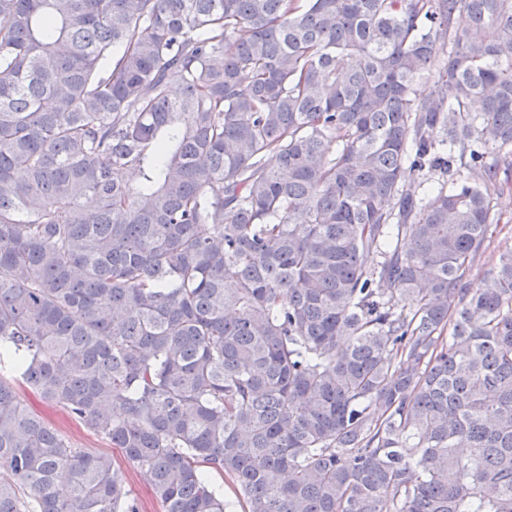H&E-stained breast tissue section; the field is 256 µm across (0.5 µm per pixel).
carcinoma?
<instances>
[{
	"mask_svg": "<svg viewBox=\"0 0 512 512\" xmlns=\"http://www.w3.org/2000/svg\"><path fill=\"white\" fill-rule=\"evenodd\" d=\"M502 174L512 0H0V512H512ZM486 190L498 220L496 224H492L471 270L469 279L474 288L493 285L499 255L512 249V178L508 183L502 180L489 183ZM21 395L28 406L51 422L74 448H82L85 452L94 455L111 456L125 470L128 489L131 497L138 502L140 512H163L161 504L154 498L146 475L129 464L119 448H113L103 437L87 431L61 406L47 405L28 390H22Z\"/></svg>",
	"mask_w": 512,
	"mask_h": 512,
	"instance_id": "carcinoma-1",
	"label": "carcinoma"
}]
</instances>
